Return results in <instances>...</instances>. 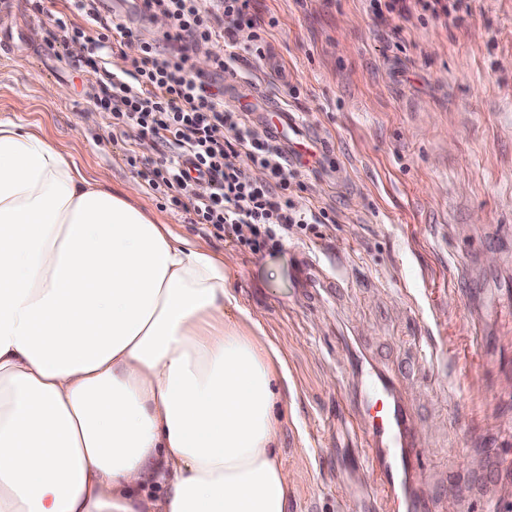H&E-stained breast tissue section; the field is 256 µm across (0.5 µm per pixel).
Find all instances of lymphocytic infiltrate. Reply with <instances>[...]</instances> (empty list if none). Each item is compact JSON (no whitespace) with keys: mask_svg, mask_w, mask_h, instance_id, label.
Wrapping results in <instances>:
<instances>
[{"mask_svg":"<svg viewBox=\"0 0 512 512\" xmlns=\"http://www.w3.org/2000/svg\"><path fill=\"white\" fill-rule=\"evenodd\" d=\"M68 2L67 11L48 18L63 42L91 44L84 65L96 85L95 106L108 127L127 138L122 160L147 189L191 223L213 225L253 252L307 225L331 223L326 210L299 205L291 190L298 170L247 113L225 110L209 76L195 69L196 56L217 42L226 51L214 56V73L235 72L242 49L263 59L261 24L243 20L248 0H142L143 11L164 15L167 28L142 40L137 56L118 62L104 48L112 36H126V27L102 15L100 0ZM369 2L375 16L400 19L419 10L456 20L470 11L469 0ZM143 146L157 151L156 161L143 160ZM257 169L268 172V181L254 178Z\"/></svg>","mask_w":512,"mask_h":512,"instance_id":"obj_1","label":"lymphocytic infiltrate"}]
</instances>
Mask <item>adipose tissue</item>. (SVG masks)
Returning <instances> with one entry per match:
<instances>
[{
    "mask_svg": "<svg viewBox=\"0 0 512 512\" xmlns=\"http://www.w3.org/2000/svg\"><path fill=\"white\" fill-rule=\"evenodd\" d=\"M105 183L0 119V512H287L276 350Z\"/></svg>",
    "mask_w": 512,
    "mask_h": 512,
    "instance_id": "1",
    "label": "adipose tissue"
}]
</instances>
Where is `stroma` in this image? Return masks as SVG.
<instances>
[{"instance_id":"1","label":"stroma","mask_w":512,"mask_h":512,"mask_svg":"<svg viewBox=\"0 0 512 512\" xmlns=\"http://www.w3.org/2000/svg\"><path fill=\"white\" fill-rule=\"evenodd\" d=\"M0 0V119L69 149L112 190L137 180L90 76L35 11ZM459 22L394 23L369 0H249L265 60L242 83L294 112L300 204L334 210L254 253L140 189L134 203L224 257L229 287L277 350L288 512H512V0ZM61 88L48 99L46 87ZM81 139H73V129ZM330 143L333 154L319 151ZM434 351L416 363L415 349ZM394 380L415 471L370 496L361 399Z\"/></svg>"}]
</instances>
